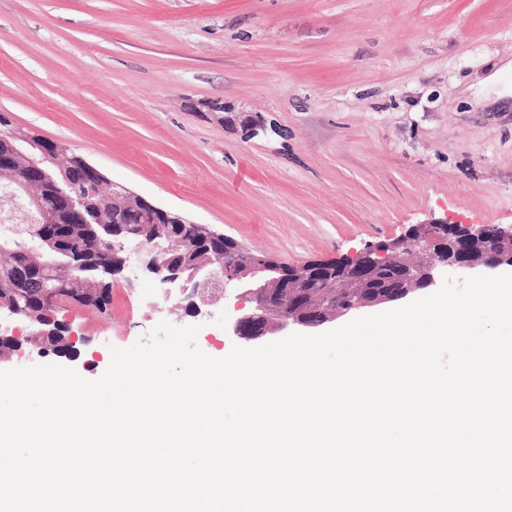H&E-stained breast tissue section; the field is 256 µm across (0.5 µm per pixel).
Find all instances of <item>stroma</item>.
Returning a JSON list of instances; mask_svg holds the SVG:
<instances>
[{"label":"stroma","instance_id":"1","mask_svg":"<svg viewBox=\"0 0 512 512\" xmlns=\"http://www.w3.org/2000/svg\"><path fill=\"white\" fill-rule=\"evenodd\" d=\"M512 0H0V111L250 251L331 263L448 220L512 225ZM233 293L193 315L148 275L106 313L63 305L71 350L27 322L0 370L100 378L112 347L201 324L226 356ZM38 329L32 330V334L34 336H44L42 338L37 339V348L38 355L42 356L44 353L42 352H55L58 354H62L63 352L69 350L71 348V344L68 341V337L65 335L67 331L64 328H58V332L53 335L46 336L47 334L53 332L55 329L53 327H37ZM41 351V352H39Z\"/></svg>","mask_w":512,"mask_h":512}]
</instances>
